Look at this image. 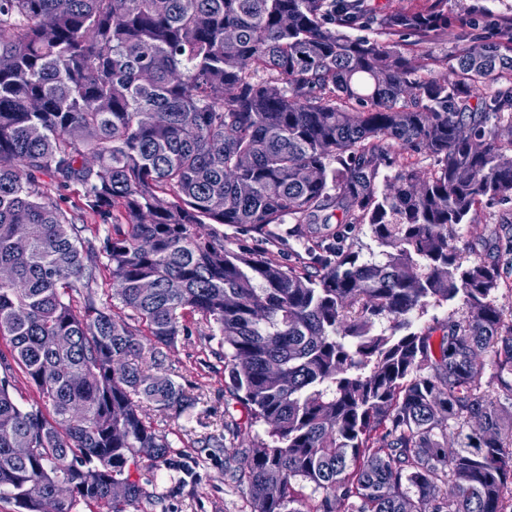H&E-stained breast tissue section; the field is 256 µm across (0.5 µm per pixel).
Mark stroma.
<instances>
[{"label": "stroma", "instance_id": "obj_1", "mask_svg": "<svg viewBox=\"0 0 512 512\" xmlns=\"http://www.w3.org/2000/svg\"><path fill=\"white\" fill-rule=\"evenodd\" d=\"M446 8L452 36L398 38L402 51L421 64L422 75L449 74L448 62L459 47L512 41V26L506 22L512 17V0H446ZM510 210L512 201L485 204L478 213L485 227L482 234H474L466 224L455 231V240L468 259L500 256L503 283L498 297L506 306L512 305V256L498 255L497 248L503 236L501 217ZM185 323L189 333L168 349L165 366L196 401L176 419L152 408L147 414L167 435L172 455L190 461L191 468L169 472L142 460L141 472L149 480L150 498L141 503L139 512H251L245 485L224 469V451L237 445L234 427L245 417L244 408L224 382V343L221 337H210L208 328L196 318H186ZM207 434L215 436V445L198 447V439Z\"/></svg>", "mask_w": 512, "mask_h": 512}]
</instances>
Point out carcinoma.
<instances>
[{
	"instance_id": "1",
	"label": "carcinoma",
	"mask_w": 512,
	"mask_h": 512,
	"mask_svg": "<svg viewBox=\"0 0 512 512\" xmlns=\"http://www.w3.org/2000/svg\"><path fill=\"white\" fill-rule=\"evenodd\" d=\"M361 2L0 0V267L15 280L0 283V500L41 512L65 483L57 512H126L148 497L141 459L182 470L143 403L189 406L163 349L197 315L224 338L238 432L265 427L227 457L252 512H512V308L495 301L500 260L452 243L483 203L512 200V85L475 95L512 77V44L458 48L453 82L417 78L397 43L348 31L446 35L443 0L381 16ZM403 151L431 172L378 191ZM43 177L78 184L104 237ZM333 207L369 226L380 260L306 230ZM290 239L311 261L280 262ZM102 268L123 316L93 291Z\"/></svg>"
}]
</instances>
